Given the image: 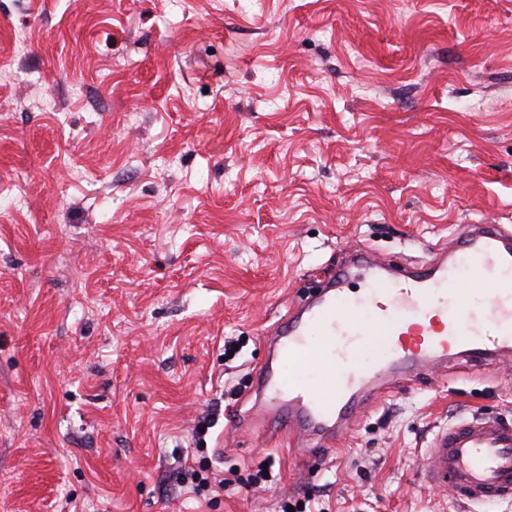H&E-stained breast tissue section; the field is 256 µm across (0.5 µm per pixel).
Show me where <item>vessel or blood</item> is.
<instances>
[{
	"mask_svg": "<svg viewBox=\"0 0 512 512\" xmlns=\"http://www.w3.org/2000/svg\"><path fill=\"white\" fill-rule=\"evenodd\" d=\"M486 272L493 279L480 307L469 283ZM265 343L256 398L312 462L388 382L452 361L512 359V229L465 225L431 261L397 271L371 251L350 250L336 277L300 300ZM425 455V484L468 503L512 500V422L460 420L438 431Z\"/></svg>",
	"mask_w": 512,
	"mask_h": 512,
	"instance_id": "vessel-or-blood-1",
	"label": "vessel or blood"
}]
</instances>
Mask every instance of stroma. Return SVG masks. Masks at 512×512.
<instances>
[{
    "mask_svg": "<svg viewBox=\"0 0 512 512\" xmlns=\"http://www.w3.org/2000/svg\"><path fill=\"white\" fill-rule=\"evenodd\" d=\"M466 224L512 226V0H0V512H512L420 481L512 363L393 381L310 466L253 409L346 251Z\"/></svg>",
    "mask_w": 512,
    "mask_h": 512,
    "instance_id": "1",
    "label": "stroma"
}]
</instances>
